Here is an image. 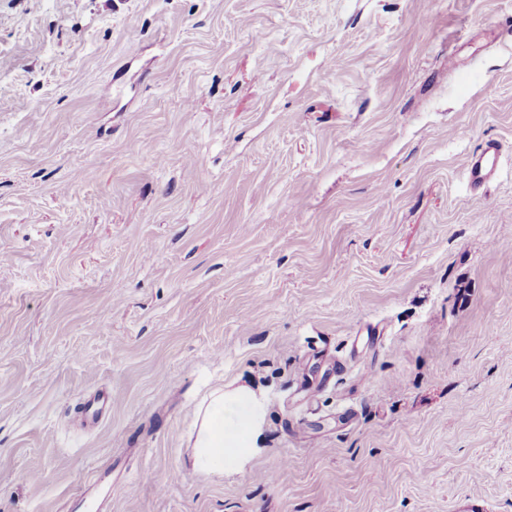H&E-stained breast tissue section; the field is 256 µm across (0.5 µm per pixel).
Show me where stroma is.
Returning a JSON list of instances; mask_svg holds the SVG:
<instances>
[{
    "instance_id": "35a3bbf8",
    "label": "stroma",
    "mask_w": 512,
    "mask_h": 512,
    "mask_svg": "<svg viewBox=\"0 0 512 512\" xmlns=\"http://www.w3.org/2000/svg\"><path fill=\"white\" fill-rule=\"evenodd\" d=\"M509 27L512 0H0V512L106 468L79 512H512ZM232 381L261 451L198 471ZM498 148L487 146L481 153L471 156L466 164V177L473 190L482 188L495 174L498 166Z\"/></svg>"
}]
</instances>
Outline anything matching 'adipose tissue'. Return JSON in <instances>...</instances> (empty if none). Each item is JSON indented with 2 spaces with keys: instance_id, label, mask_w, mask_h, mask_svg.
Returning <instances> with one entry per match:
<instances>
[{
  "instance_id": "adipose-tissue-1",
  "label": "adipose tissue",
  "mask_w": 512,
  "mask_h": 512,
  "mask_svg": "<svg viewBox=\"0 0 512 512\" xmlns=\"http://www.w3.org/2000/svg\"><path fill=\"white\" fill-rule=\"evenodd\" d=\"M262 413L263 403L252 388H214L197 411L194 468L221 475L241 472L256 451Z\"/></svg>"
}]
</instances>
